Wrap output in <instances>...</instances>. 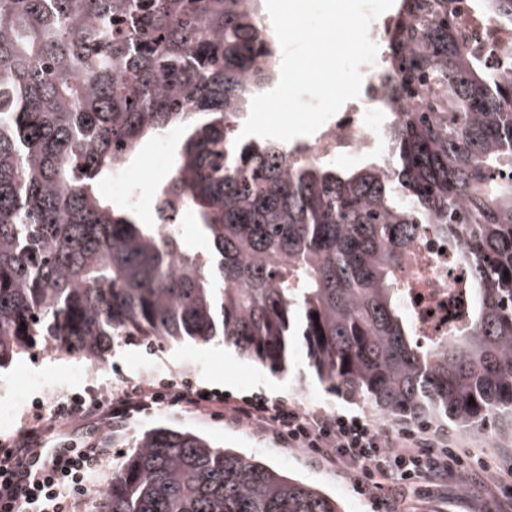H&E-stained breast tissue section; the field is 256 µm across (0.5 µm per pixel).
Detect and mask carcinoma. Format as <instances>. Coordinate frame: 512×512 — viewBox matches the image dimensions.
Listing matches in <instances>:
<instances>
[{"mask_svg":"<svg viewBox=\"0 0 512 512\" xmlns=\"http://www.w3.org/2000/svg\"><path fill=\"white\" fill-rule=\"evenodd\" d=\"M464 9L512 31V0H400L386 29L390 166L286 169L276 141L235 144L276 78L259 0H0V368L222 335L280 373L295 331L329 389L392 423L512 428V41L487 66ZM173 130L154 199L192 211L203 251L100 190ZM422 232L469 269L466 323L428 344L400 288ZM136 448L98 512H339L187 430Z\"/></svg>","mask_w":512,"mask_h":512,"instance_id":"obj_1","label":"carcinoma"}]
</instances>
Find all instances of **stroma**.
Returning a JSON list of instances; mask_svg holds the SVG:
<instances>
[{
  "mask_svg": "<svg viewBox=\"0 0 512 512\" xmlns=\"http://www.w3.org/2000/svg\"><path fill=\"white\" fill-rule=\"evenodd\" d=\"M155 145V140L145 141L130 165L139 178V210L145 224L149 223L153 209V188L171 170L170 163L157 160ZM79 368V359L35 349L0 369V403L14 407L11 423L0 427V448L14 444L26 417L33 412L34 403H41V414L47 419L51 416L52 402L59 399L95 392L108 400L125 380L182 376L219 394V401L206 409L168 403L160 414L148 408L136 412L134 419L114 431L107 453L89 477L90 484L108 485L113 469L132 453L141 434L165 426L195 432L217 446L238 449L291 477L313 484L336 497L344 512H512V502L499 496L492 485L476 475L435 485L423 481L417 491L405 496L390 482L376 494H366L357 489L355 476L349 470L313 458L301 449L287 447L260 429L236 423L230 416L228 402L260 393L273 400L308 406L319 413L362 415L376 427H387L386 418L375 409L337 396L321 384L297 336L289 340L287 369L280 374L243 358L233 346L219 339L207 344L184 340L161 348L138 339H119L105 369L84 376ZM429 431L462 446L512 455V430L496 428L479 434L433 425Z\"/></svg>",
  "mask_w": 512,
  "mask_h": 512,
  "instance_id": "obj_1",
  "label": "stroma"
}]
</instances>
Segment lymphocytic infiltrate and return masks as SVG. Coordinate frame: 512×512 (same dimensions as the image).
<instances>
[{
  "mask_svg": "<svg viewBox=\"0 0 512 512\" xmlns=\"http://www.w3.org/2000/svg\"><path fill=\"white\" fill-rule=\"evenodd\" d=\"M233 419L271 432L289 447L353 470L360 490L374 492L395 480L412 488L421 480L433 482L472 472L483 474L512 498V484L503 472L512 473V457L489 455L438 440L428 432L408 431L392 438L368 419L342 414L308 413L283 400L248 396L230 409ZM35 430H27L15 448L0 453V512H72L73 491L86 486L88 476L103 454L87 443L44 460Z\"/></svg>",
  "mask_w": 512,
  "mask_h": 512,
  "instance_id": "lymphocytic-infiltrate-1",
  "label": "lymphocytic infiltrate"
}]
</instances>
